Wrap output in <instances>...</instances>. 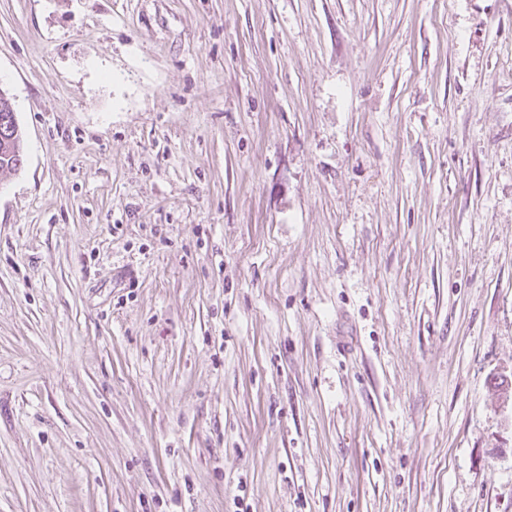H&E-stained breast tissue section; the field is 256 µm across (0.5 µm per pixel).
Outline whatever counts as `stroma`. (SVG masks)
<instances>
[{
	"mask_svg": "<svg viewBox=\"0 0 512 512\" xmlns=\"http://www.w3.org/2000/svg\"><path fill=\"white\" fill-rule=\"evenodd\" d=\"M0 512H512V0H0ZM8 99L10 96L6 93ZM12 107V108H11ZM11 107L3 101L0 90V170L16 171L24 165L22 132Z\"/></svg>",
	"mask_w": 512,
	"mask_h": 512,
	"instance_id": "35a3bbf8",
	"label": "stroma"
}]
</instances>
